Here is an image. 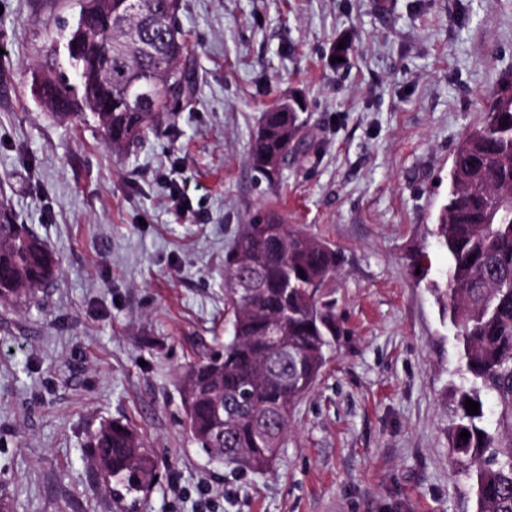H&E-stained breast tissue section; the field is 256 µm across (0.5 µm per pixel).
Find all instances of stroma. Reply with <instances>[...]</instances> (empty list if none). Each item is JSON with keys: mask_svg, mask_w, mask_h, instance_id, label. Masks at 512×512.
Wrapping results in <instances>:
<instances>
[{"mask_svg": "<svg viewBox=\"0 0 512 512\" xmlns=\"http://www.w3.org/2000/svg\"><path fill=\"white\" fill-rule=\"evenodd\" d=\"M79 8L0 0V207L61 257L33 299L0 304V500L120 512L86 448L117 420L156 461L141 512H475L445 433L459 345L432 230L457 142L512 73V0H182L190 104L122 154L30 91ZM290 94L308 146L284 185L255 186L252 138ZM269 209L341 251L342 334L254 473L196 447L178 380L230 340L224 254Z\"/></svg>", "mask_w": 512, "mask_h": 512, "instance_id": "stroma-1", "label": "stroma"}]
</instances>
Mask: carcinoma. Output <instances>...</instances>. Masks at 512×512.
Segmentation results:
<instances>
[{
    "mask_svg": "<svg viewBox=\"0 0 512 512\" xmlns=\"http://www.w3.org/2000/svg\"><path fill=\"white\" fill-rule=\"evenodd\" d=\"M141 3L143 13L129 0H100L102 15L84 20L92 35L74 51L59 54L56 45L79 25L49 36L40 98L58 115L93 122L117 153L187 100L179 62L192 47L178 22L182 0ZM305 146L304 107L290 96L262 113L250 151L255 182L281 184L289 154ZM448 180L434 232L448 253L442 297L462 345L448 447L472 482L476 512H512V74L492 92L484 123L461 137ZM342 261L338 249L274 213L243 225L224 257L232 338L179 380L186 428L207 457L241 471L271 467L292 408L341 335L332 288ZM58 273L55 252L0 214V302L26 301ZM468 399L478 413L466 410ZM86 446L122 512H140L156 463L138 432L106 421Z\"/></svg>",
    "mask_w": 512,
    "mask_h": 512,
    "instance_id": "cac0c4a2",
    "label": "carcinoma"
}]
</instances>
